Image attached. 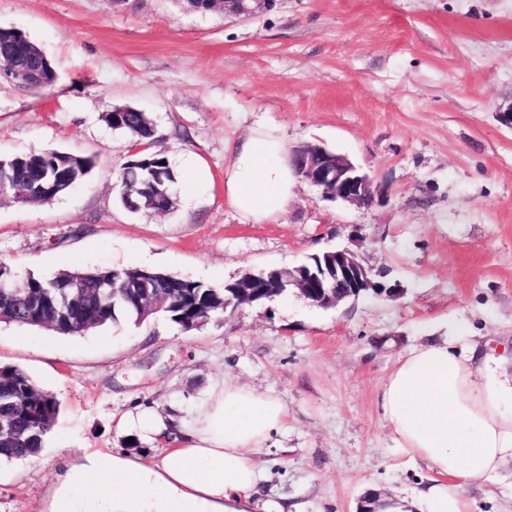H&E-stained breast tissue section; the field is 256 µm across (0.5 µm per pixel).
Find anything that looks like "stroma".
Instances as JSON below:
<instances>
[{
    "mask_svg": "<svg viewBox=\"0 0 512 512\" xmlns=\"http://www.w3.org/2000/svg\"><path fill=\"white\" fill-rule=\"evenodd\" d=\"M0 26L50 59L51 89L0 78V156L94 157L85 181L40 205L0 202V262L16 280L152 267L213 288L336 248L402 295L323 308L291 290L186 331L164 317L76 336L0 322V365L59 403L41 452L0 463V512H50L86 456L148 459L116 420L134 406L191 416L221 375L288 406L260 453L262 500L356 512L369 491L421 512L433 474L394 448L379 404L399 356L438 321L512 349V0H276L266 14L188 11L182 0H0ZM153 119L178 179L167 212H132L116 176L131 142L102 119ZM265 125L289 147L346 155L378 191L324 200L296 178L276 221L224 198L229 143ZM472 512H512V471L467 485Z\"/></svg>",
    "mask_w": 512,
    "mask_h": 512,
    "instance_id": "35a3bbf8",
    "label": "stroma"
}]
</instances>
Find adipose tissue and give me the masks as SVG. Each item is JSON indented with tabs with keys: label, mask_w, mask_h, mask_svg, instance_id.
<instances>
[{
	"label": "adipose tissue",
	"mask_w": 512,
	"mask_h": 512,
	"mask_svg": "<svg viewBox=\"0 0 512 512\" xmlns=\"http://www.w3.org/2000/svg\"><path fill=\"white\" fill-rule=\"evenodd\" d=\"M230 151L229 204L256 224L275 219L295 185L284 139L260 126ZM379 401L395 447L437 475L423 494L428 512H471L461 488L512 465V354L433 332L399 358ZM287 418L277 395L224 378L192 419L140 409L118 420L165 439L149 463L113 457L70 479L105 488L100 512H282L256 493L259 454Z\"/></svg>",
	"instance_id": "obj_1"
}]
</instances>
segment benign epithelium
I'll return each instance as SVG.
<instances>
[{
  "label": "benign epithelium",
  "instance_id": "1",
  "mask_svg": "<svg viewBox=\"0 0 512 512\" xmlns=\"http://www.w3.org/2000/svg\"><path fill=\"white\" fill-rule=\"evenodd\" d=\"M274 2L275 0H191V8L219 9L226 16L239 18L243 15L263 14L273 7ZM43 79L42 70L39 68L32 72L14 68L7 76L9 81L32 88L40 87ZM290 159L295 173L317 187L328 200L361 206L366 198L375 197L372 178L344 155L333 154L320 145L306 144L292 149ZM329 257V268L311 272L305 279L300 276L296 278L298 290H303L308 281L316 288H330L333 282L341 280L353 288L357 297L368 290H381L388 297L400 293L398 286H387L370 278L369 269L357 254L342 249L329 253ZM288 283L286 269L280 268L267 272L260 284L248 273L236 283L235 288L238 296L247 301L254 288L277 291Z\"/></svg>",
  "mask_w": 512,
  "mask_h": 512
}]
</instances>
